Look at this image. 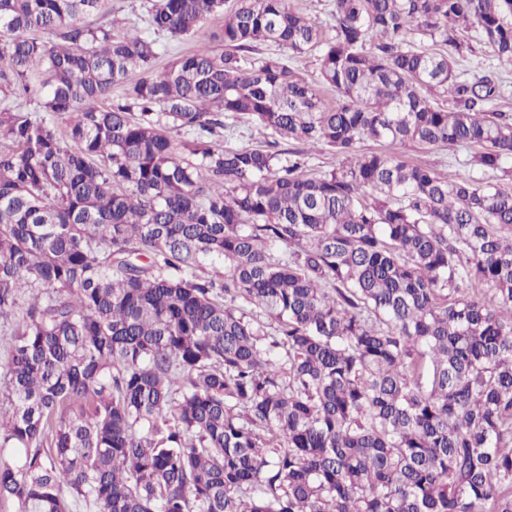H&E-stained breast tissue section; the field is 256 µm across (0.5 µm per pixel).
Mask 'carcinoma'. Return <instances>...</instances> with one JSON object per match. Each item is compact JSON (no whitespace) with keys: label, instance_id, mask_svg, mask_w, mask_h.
Returning a JSON list of instances; mask_svg holds the SVG:
<instances>
[{"label":"carcinoma","instance_id":"1","mask_svg":"<svg viewBox=\"0 0 512 512\" xmlns=\"http://www.w3.org/2000/svg\"><path fill=\"white\" fill-rule=\"evenodd\" d=\"M224 6L0 0V502L512 512V114L456 69L473 29L512 65V0H333L330 35ZM219 13L224 49L155 68ZM226 118L342 162L222 146ZM148 0H108L105 14L108 18L117 17L136 24L139 29L144 26L145 5ZM104 14V15H105ZM363 151H373L376 149L390 150L397 152L412 162L425 164L436 169L443 176L449 174L463 173V170H468L476 178H490V175H485L480 171H471L469 168H465L462 165L463 160L466 158L468 151L462 148H432V149H420L419 147L411 144H392V145H380L372 141H365L361 144ZM309 154L308 170L313 175H319L325 171L337 168L341 162V158L328 149L309 152Z\"/></svg>","mask_w":512,"mask_h":512}]
</instances>
